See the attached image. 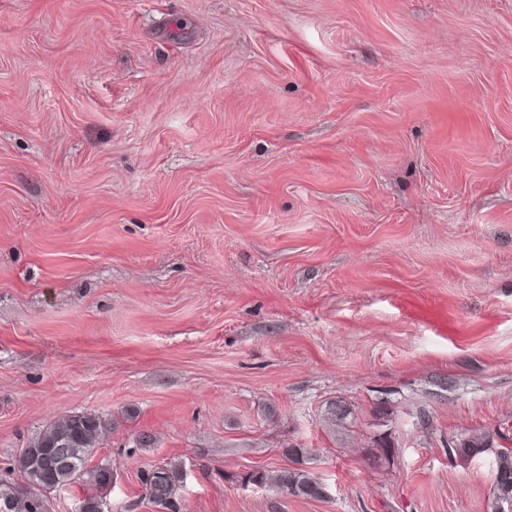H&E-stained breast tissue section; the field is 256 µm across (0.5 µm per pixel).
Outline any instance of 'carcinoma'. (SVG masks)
Returning a JSON list of instances; mask_svg holds the SVG:
<instances>
[{"label":"carcinoma","mask_w":512,"mask_h":512,"mask_svg":"<svg viewBox=\"0 0 512 512\" xmlns=\"http://www.w3.org/2000/svg\"><path fill=\"white\" fill-rule=\"evenodd\" d=\"M107 429L106 419L87 411L73 412L59 422L48 424L15 454L8 474L19 476L20 481L0 480V504L8 505V512H47L38 494L49 485L59 490L81 482L96 490L110 485L111 468H87ZM70 436L74 437L70 463L57 467L51 462V452L60 439ZM486 448L487 439L479 435L460 443L457 453L474 457ZM182 479L183 473L176 467L162 465L153 468L145 476L150 500L158 507L176 512L174 496ZM242 482L258 487L274 486L295 497L321 499L325 496L324 485L298 467L272 472L252 470L242 477ZM492 497L494 512H512V448L507 446L495 454ZM79 503L80 512H104L103 497L96 492L86 493Z\"/></svg>","instance_id":"cac0c4a2"}]
</instances>
